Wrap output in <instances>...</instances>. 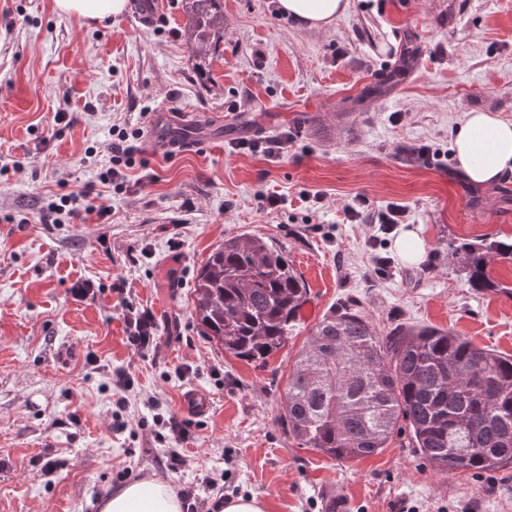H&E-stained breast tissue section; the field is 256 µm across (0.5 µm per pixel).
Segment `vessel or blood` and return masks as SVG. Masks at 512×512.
I'll return each mask as SVG.
<instances>
[{
  "instance_id": "1",
  "label": "vessel or blood",
  "mask_w": 512,
  "mask_h": 512,
  "mask_svg": "<svg viewBox=\"0 0 512 512\" xmlns=\"http://www.w3.org/2000/svg\"><path fill=\"white\" fill-rule=\"evenodd\" d=\"M148 135L154 145L169 152L199 148L224 137V122L202 119L199 113L162 107L147 120Z\"/></svg>"
}]
</instances>
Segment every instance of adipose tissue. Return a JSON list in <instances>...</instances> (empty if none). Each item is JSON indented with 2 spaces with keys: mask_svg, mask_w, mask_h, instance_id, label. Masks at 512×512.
<instances>
[{
  "mask_svg": "<svg viewBox=\"0 0 512 512\" xmlns=\"http://www.w3.org/2000/svg\"><path fill=\"white\" fill-rule=\"evenodd\" d=\"M56 11L91 24L122 14L127 0H54ZM279 10L309 29L329 27L348 0H278ZM459 168L475 184L512 173V121L484 111L465 113L453 141ZM100 512H182V502L162 481L130 483L99 503Z\"/></svg>",
  "mask_w": 512,
  "mask_h": 512,
  "instance_id": "1",
  "label": "adipose tissue"
}]
</instances>
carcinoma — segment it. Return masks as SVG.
I'll return each instance as SVG.
<instances>
[{"label": "carcinoma", "instance_id": "obj_1", "mask_svg": "<svg viewBox=\"0 0 512 512\" xmlns=\"http://www.w3.org/2000/svg\"><path fill=\"white\" fill-rule=\"evenodd\" d=\"M195 56L224 40L221 0H182ZM468 282L498 287L487 273L496 254L512 259V242L462 246ZM194 317L224 352L264 363L299 321L307 296L283 250L257 235L216 245L194 279ZM288 430L305 448L334 461L382 451L406 433L409 447L438 472L472 474L512 468V355L450 329L399 324L384 336L346 307L323 316L288 374L281 407Z\"/></svg>", "mask_w": 512, "mask_h": 512}]
</instances>
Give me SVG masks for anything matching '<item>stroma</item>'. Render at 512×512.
I'll list each match as a JSON object with an SVG mask.
<instances>
[{
	"instance_id": "stroma-1",
	"label": "stroma",
	"mask_w": 512,
	"mask_h": 512,
	"mask_svg": "<svg viewBox=\"0 0 512 512\" xmlns=\"http://www.w3.org/2000/svg\"><path fill=\"white\" fill-rule=\"evenodd\" d=\"M164 3L150 26L129 10L85 25L54 0H0V512H99L112 491L147 480L209 505L256 495L265 512H329L336 498L348 512H512V468L439 473L403 435L333 461L299 447L279 413L290 366L335 307L361 310L382 334L428 325L512 355V261L492 259L499 288L479 291L458 250L512 240V176L472 185L452 148L468 110L512 120V0H349L325 30L300 27L276 0H224V42L205 69L181 0ZM409 47L414 68L374 94ZM164 104L295 140L280 158L231 152L232 130L172 156L147 147L127 192L101 184L113 126L144 129ZM408 143L439 157L410 162ZM261 192L281 196L278 210L259 207ZM65 194L80 217L40 223ZM359 196L352 223L344 208ZM391 202L421 230L419 263L402 261L376 222ZM241 234L281 248L308 287L298 327L264 364L224 353L193 315L197 270ZM378 256L390 259L382 275ZM133 309L156 321L145 353L127 340ZM116 369L131 390L110 388ZM191 390L209 410L193 420L183 465L160 468L155 419H184Z\"/></svg>"
}]
</instances>
